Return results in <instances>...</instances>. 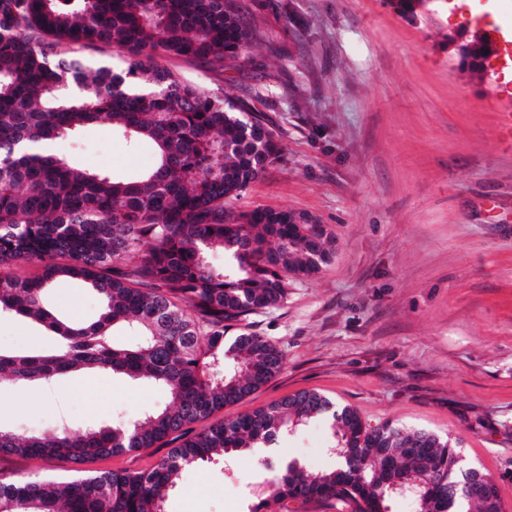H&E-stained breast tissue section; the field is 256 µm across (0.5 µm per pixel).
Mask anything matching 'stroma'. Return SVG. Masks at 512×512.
Segmentation results:
<instances>
[{"instance_id":"obj_1","label":"stroma","mask_w":512,"mask_h":512,"mask_svg":"<svg viewBox=\"0 0 512 512\" xmlns=\"http://www.w3.org/2000/svg\"><path fill=\"white\" fill-rule=\"evenodd\" d=\"M259 32L232 67L163 59L198 89L248 103L279 136L271 164L234 211L288 210L326 225L328 265L292 279L280 307L251 329L285 354L282 371L235 416L302 390L353 409L369 426L390 421L457 440L466 464L491 475L512 512V0H237ZM490 35L479 63L462 57ZM80 168L138 179L151 143L130 148L100 123L55 140ZM47 303L89 319L88 284L56 281ZM45 331L0 318V349L39 351ZM148 383L104 372L51 388L0 384V427L37 432L55 418L82 428L130 423L164 407ZM330 430L313 420L231 467L181 470L166 512H242L264 495L258 458L332 467Z\"/></svg>"}]
</instances>
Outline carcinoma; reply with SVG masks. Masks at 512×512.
I'll return each mask as SVG.
<instances>
[{
    "instance_id": "cac0c4a2",
    "label": "carcinoma",
    "mask_w": 512,
    "mask_h": 512,
    "mask_svg": "<svg viewBox=\"0 0 512 512\" xmlns=\"http://www.w3.org/2000/svg\"><path fill=\"white\" fill-rule=\"evenodd\" d=\"M256 38L236 0H0V266L42 264L35 279L0 277V316H21L57 339L48 353L0 351V380L47 387L64 374L105 371L169 396L132 424L0 428V455L75 465L57 480L0 474V512H166L181 467L226 464L312 419L331 422L334 468L282 464L248 512L311 503L391 512L404 497L419 512H456L460 458L431 432L393 423L368 429L349 408L310 391L220 416L285 364L248 318L279 307L288 277L318 273L333 253L323 224H299L284 210H226L281 159L275 132L245 102L207 94L157 63L174 56L230 65ZM97 43L125 52L127 70L87 76L77 49ZM98 121L132 148L153 143L155 166L131 182L25 151ZM226 214L235 223H224ZM215 250L224 252L222 267L208 263ZM59 279L92 287L101 299L96 317L60 318L48 307ZM116 329L138 343H115ZM212 417L210 427L190 428ZM162 446L166 455L145 469H76ZM472 477L468 503L502 512L493 480L477 470Z\"/></svg>"
}]
</instances>
